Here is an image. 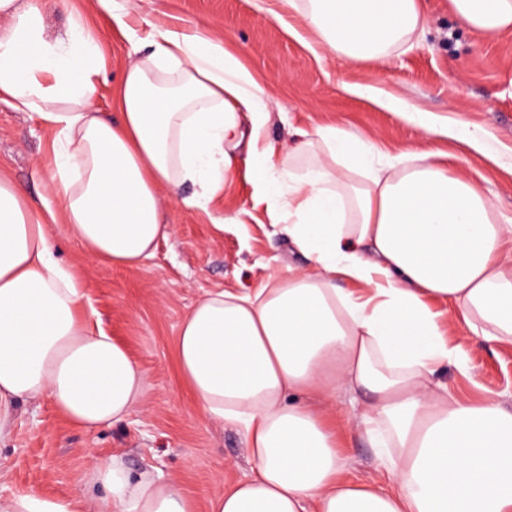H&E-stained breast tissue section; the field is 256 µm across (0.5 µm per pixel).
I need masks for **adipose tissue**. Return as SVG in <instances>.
I'll return each instance as SVG.
<instances>
[{
    "instance_id": "1",
    "label": "adipose tissue",
    "mask_w": 512,
    "mask_h": 512,
    "mask_svg": "<svg viewBox=\"0 0 512 512\" xmlns=\"http://www.w3.org/2000/svg\"><path fill=\"white\" fill-rule=\"evenodd\" d=\"M323 55L388 56L426 25L423 0H281ZM460 24L493 38L512 30V0H450ZM0 101L54 128L49 190L68 234L91 259L135 266L170 225L161 190L222 189L244 166L273 226L308 264L256 291L216 290L184 318L183 381L203 415L244 435L252 476L209 512H512V409L471 404L433 377L466 355L446 318L512 343V224L465 175L428 153L375 165L378 148L326 125L297 142L303 172L262 142L264 85L223 38L155 29L125 69L117 118L94 104L104 42L79 22L46 34L36 0H0ZM52 208L0 180V447L21 404L49 398L73 424L109 427L138 407L144 370L91 328L82 285L55 253ZM366 404L359 428L388 461L392 493L348 480L328 408L338 393ZM84 499L0 495V512H195L179 485L121 460L94 461Z\"/></svg>"
}]
</instances>
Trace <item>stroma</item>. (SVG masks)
Listing matches in <instances>:
<instances>
[{
    "instance_id": "1",
    "label": "stroma",
    "mask_w": 512,
    "mask_h": 512,
    "mask_svg": "<svg viewBox=\"0 0 512 512\" xmlns=\"http://www.w3.org/2000/svg\"><path fill=\"white\" fill-rule=\"evenodd\" d=\"M49 36L64 33L72 7H79L92 33L106 38L105 67L94 103L114 111L113 96L127 64L144 53L153 28L188 25L230 42L264 80L272 104L264 137L291 145L296 130L336 125L357 131L382 156L403 151L447 156L448 167L481 183L500 219L512 218V30L487 39L460 26L448 0H425L427 24L413 45L377 61L318 59L313 35L276 0H130V24L138 40L125 37L96 0H39ZM296 37H289L287 27ZM371 86L385 96L433 114L439 123L479 132L486 152L441 135H423L415 124L352 94ZM53 134L39 118L0 102V178L25 190L32 203L61 202L47 189V173L34 163L52 156ZM194 186L178 198H164L161 220L172 234L140 266L94 262L66 233L51 225L58 257L84 284L94 322L123 346L144 369L142 405L125 422L104 429L70 424L49 398L23 404L10 441L0 450V494L37 491L80 498L85 473L96 459L115 457L134 474L148 471L179 484L196 512H208L209 499L252 474L246 443L235 427L210 423L195 406L176 365L182 320L206 292H251L271 272L301 267L304 257L275 234L265 206L253 203V189L237 178L225 191L188 207ZM246 208L243 224H226L225 213ZM450 344L468 356L470 375L455 366L440 369L437 383L456 397L481 401L495 395L512 408V344L487 342L463 330ZM336 418L342 426V457L350 479L392 488L388 470L357 429L362 401L341 395Z\"/></svg>"
}]
</instances>
